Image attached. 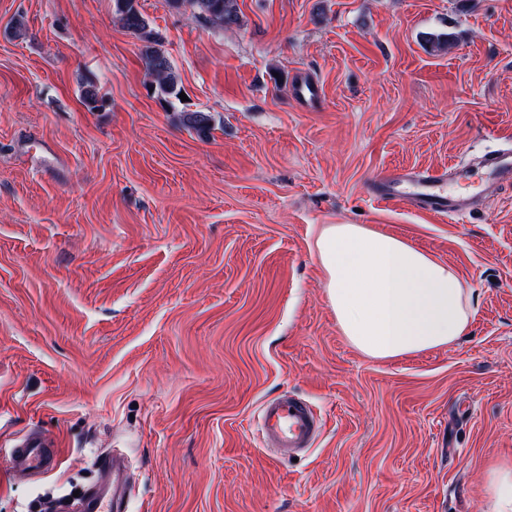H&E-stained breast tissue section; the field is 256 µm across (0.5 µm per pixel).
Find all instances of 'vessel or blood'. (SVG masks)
I'll list each match as a JSON object with an SVG mask.
<instances>
[{
    "instance_id": "vessel-or-blood-1",
    "label": "vessel or blood",
    "mask_w": 512,
    "mask_h": 512,
    "mask_svg": "<svg viewBox=\"0 0 512 512\" xmlns=\"http://www.w3.org/2000/svg\"><path fill=\"white\" fill-rule=\"evenodd\" d=\"M482 168L490 188L512 187V151L501 150L484 156ZM466 173L465 166L448 169H392L380 174L373 184L375 195L384 202L411 198L415 204L440 218L460 217L467 212L466 199L450 188ZM322 424L303 400L282 396L266 401L260 412L258 431L264 442L292 454L311 448ZM55 441L44 434L26 436L10 450L13 476L37 477L56 464ZM101 478L86 495L82 512H128V472L117 455L100 460Z\"/></svg>"
}]
</instances>
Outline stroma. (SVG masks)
Returning a JSON list of instances; mask_svg holds the SVG:
<instances>
[{
	"label": "stroma",
	"mask_w": 512,
	"mask_h": 512,
	"mask_svg": "<svg viewBox=\"0 0 512 512\" xmlns=\"http://www.w3.org/2000/svg\"><path fill=\"white\" fill-rule=\"evenodd\" d=\"M238 4L226 30L138 0L187 96L170 107L112 0H0V512L93 484L112 449L128 512H493L489 473L512 467V190L474 172L476 210L448 221L369 186L512 149V0ZM182 110L208 112L209 137ZM323 224L455 267L465 335L395 359L353 347ZM282 395L323 425L295 460L255 432ZM33 431L58 465L20 482L5 451Z\"/></svg>",
	"instance_id": "obj_1"
}]
</instances>
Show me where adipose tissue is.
Listing matches in <instances>:
<instances>
[{"label": "adipose tissue", "instance_id": "adipose-tissue-1", "mask_svg": "<svg viewBox=\"0 0 512 512\" xmlns=\"http://www.w3.org/2000/svg\"><path fill=\"white\" fill-rule=\"evenodd\" d=\"M315 251L347 340L373 359L445 347L466 332V288L449 264L362 224L323 225Z\"/></svg>", "mask_w": 512, "mask_h": 512}]
</instances>
